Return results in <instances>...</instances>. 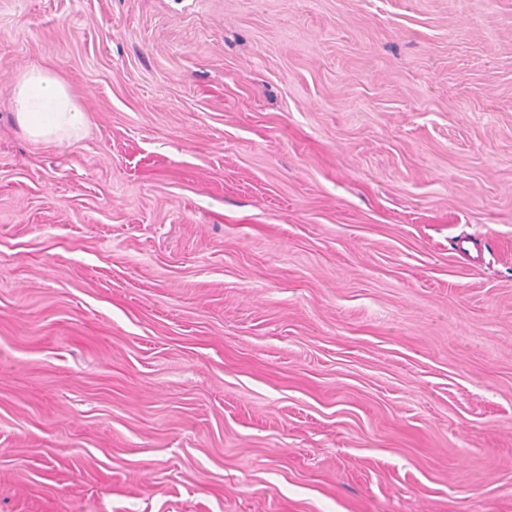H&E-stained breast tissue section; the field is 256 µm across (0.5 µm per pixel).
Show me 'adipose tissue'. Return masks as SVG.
Wrapping results in <instances>:
<instances>
[{
	"label": "adipose tissue",
	"instance_id": "1",
	"mask_svg": "<svg viewBox=\"0 0 512 512\" xmlns=\"http://www.w3.org/2000/svg\"><path fill=\"white\" fill-rule=\"evenodd\" d=\"M14 116L32 141L70 144L85 133L87 117L69 84L51 68H34L17 80L13 93Z\"/></svg>",
	"mask_w": 512,
	"mask_h": 512
}]
</instances>
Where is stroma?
I'll list each match as a JSON object with an SVG mask.
<instances>
[{
  "label": "stroma",
  "mask_w": 512,
  "mask_h": 512,
  "mask_svg": "<svg viewBox=\"0 0 512 512\" xmlns=\"http://www.w3.org/2000/svg\"><path fill=\"white\" fill-rule=\"evenodd\" d=\"M0 512H512V0H0ZM13 105L18 127L34 142L70 144L85 133V112L67 81L52 68L24 72L14 86Z\"/></svg>",
  "instance_id": "35a3bbf8"
}]
</instances>
